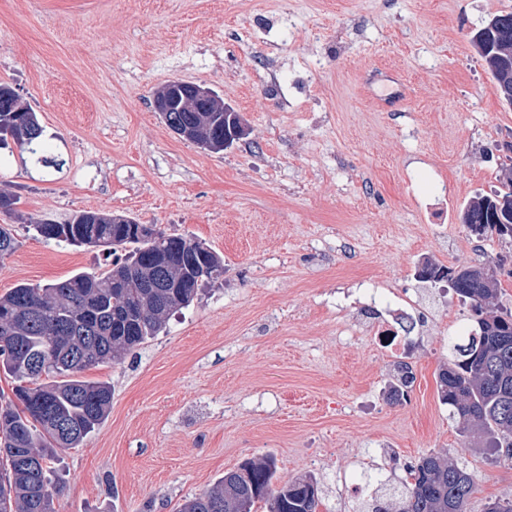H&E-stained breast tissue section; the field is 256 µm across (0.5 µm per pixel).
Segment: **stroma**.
<instances>
[{"mask_svg": "<svg viewBox=\"0 0 512 512\" xmlns=\"http://www.w3.org/2000/svg\"><path fill=\"white\" fill-rule=\"evenodd\" d=\"M512 0H0V83L36 112L43 154L0 148V212L17 244L0 296L82 271L102 251L35 237L79 211L205 243L224 275L157 336L83 377L112 387L107 419L50 462L56 512H178L224 472L271 454L280 481L313 477L318 512H359L363 472L399 484L434 453L475 476L471 512L512 498V465L468 450L440 400L469 304L425 287L426 260L469 267L458 219L498 189L512 108L471 38ZM181 79L214 89L248 134L223 152L154 108ZM413 301L415 381L388 398L396 357L372 339Z\"/></svg>", "mask_w": 512, "mask_h": 512, "instance_id": "35a3bbf8", "label": "stroma"}]
</instances>
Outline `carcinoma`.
<instances>
[{
    "instance_id": "obj_1",
    "label": "carcinoma",
    "mask_w": 512,
    "mask_h": 512,
    "mask_svg": "<svg viewBox=\"0 0 512 512\" xmlns=\"http://www.w3.org/2000/svg\"><path fill=\"white\" fill-rule=\"evenodd\" d=\"M493 80L512 61V12L493 15L472 37ZM191 121L198 135L228 130L225 144L247 135L242 119L228 124L222 112H169L167 127ZM43 129L32 107L0 83V145L13 139L20 151L42 150ZM500 167L501 187L477 194L460 215L476 234L512 240V173ZM127 216L81 211L63 224L45 221L33 230L46 240L102 247L130 246L129 255L105 273L79 272L44 286L19 284L0 297V369L18 381L16 402L0 405V512H55L48 461L58 448H74L109 414L112 387L83 380L85 369L117 362L157 335L170 315L190 305L199 288L224 273L223 259L203 243L179 235L137 233ZM422 282L445 281L471 305L477 330L450 348L439 374L441 401L461 421L468 447L512 462V309L499 304L501 263L454 268L428 262ZM48 362L30 371L35 358ZM391 398L400 401L414 382L406 362L396 364ZM47 375L50 381L37 379ZM70 426L60 434L52 419ZM407 479L364 512H469L473 474L450 458L419 457ZM317 512L318 484L311 477L277 483V464L267 454L224 472L208 491L188 498L178 512Z\"/></svg>"
}]
</instances>
